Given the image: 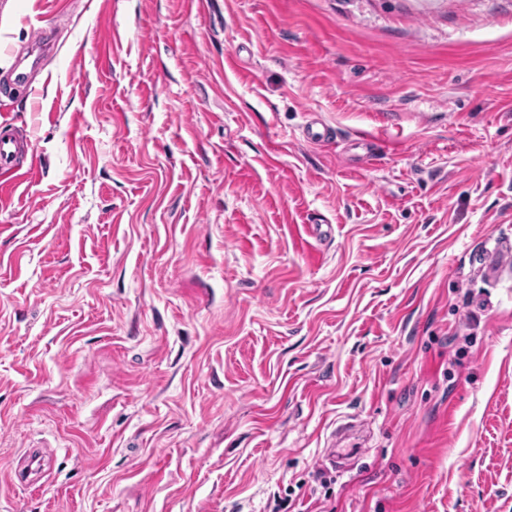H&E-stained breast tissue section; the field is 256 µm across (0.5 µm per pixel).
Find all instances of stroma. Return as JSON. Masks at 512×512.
<instances>
[{
	"instance_id": "35a3bbf8",
	"label": "stroma",
	"mask_w": 512,
	"mask_h": 512,
	"mask_svg": "<svg viewBox=\"0 0 512 512\" xmlns=\"http://www.w3.org/2000/svg\"><path fill=\"white\" fill-rule=\"evenodd\" d=\"M37 27L0 512H512V0H0V77Z\"/></svg>"
}]
</instances>
